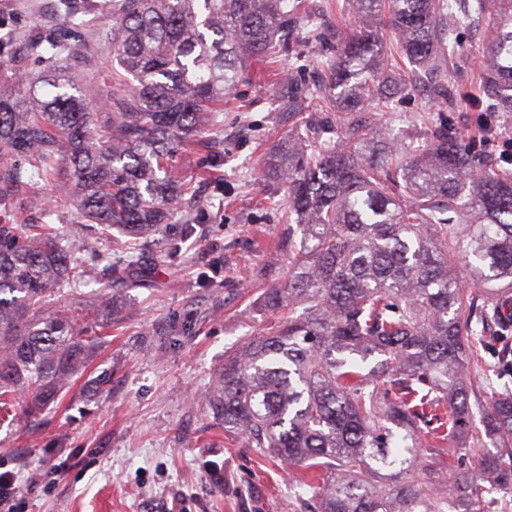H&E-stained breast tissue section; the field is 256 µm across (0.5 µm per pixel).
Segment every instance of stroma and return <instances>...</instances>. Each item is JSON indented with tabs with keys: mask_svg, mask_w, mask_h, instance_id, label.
<instances>
[{
	"mask_svg": "<svg viewBox=\"0 0 512 512\" xmlns=\"http://www.w3.org/2000/svg\"><path fill=\"white\" fill-rule=\"evenodd\" d=\"M289 32L266 57L242 72L212 127L181 154L174 171L188 186L162 232L165 256L122 297L123 315L92 364L112 372V384L93 401L71 389L40 423L23 415L0 419V473L14 474L15 512H292L295 471L276 457L225 433L194 403L224 354L245 336L268 331L273 316L262 296L288 277L286 189L264 174L270 153L308 125L337 137L336 99L329 65L336 30L352 25L345 0H290ZM0 0V83L14 80L13 60L42 70L39 37H66L55 68L78 73L83 104L103 123V99H116L122 71L109 38L112 0ZM496 15L454 32L457 45L442 64V96L419 83L406 59L388 79L398 95L370 120L406 142L422 145L431 131L455 136L481 127L488 108L480 69ZM306 95L300 113L290 97ZM48 224L61 234L81 223L71 182L32 181L0 202V219ZM125 250V239H73L90 279L81 291L62 285L49 309L96 300L97 283Z\"/></svg>",
	"mask_w": 512,
	"mask_h": 512,
	"instance_id": "35a3bbf8",
	"label": "stroma"
}]
</instances>
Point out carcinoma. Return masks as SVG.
<instances>
[{"mask_svg": "<svg viewBox=\"0 0 512 512\" xmlns=\"http://www.w3.org/2000/svg\"><path fill=\"white\" fill-rule=\"evenodd\" d=\"M359 23L336 33V103L354 117L341 139L282 144L268 171L287 189L288 283L267 289L280 317L224 355L201 398L224 431L274 454L311 512H489L512 493V172L471 167L470 138L433 131L395 142L360 116L385 98L381 26L430 77L456 41L448 19L495 10L483 72L490 111L512 113V0H352ZM293 15L288 0H115V61L136 84L90 130L79 79L51 67L28 90L0 92V198L65 171L85 223L131 241L80 321L45 309L85 270L46 224H0V407L44 414L106 342L112 291L147 270L153 236L185 184L171 161L264 55ZM473 258L465 288L459 254ZM452 446L480 456L469 472Z\"/></svg>", "mask_w": 512, "mask_h": 512, "instance_id": "carcinoma-1", "label": "carcinoma"}]
</instances>
